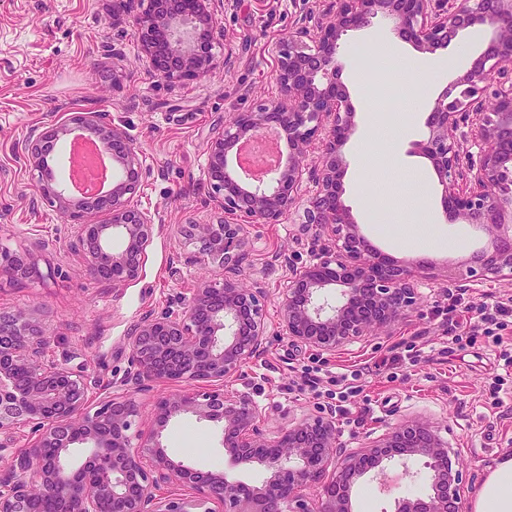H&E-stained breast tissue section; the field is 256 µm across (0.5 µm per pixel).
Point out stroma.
<instances>
[{
    "mask_svg": "<svg viewBox=\"0 0 512 512\" xmlns=\"http://www.w3.org/2000/svg\"><path fill=\"white\" fill-rule=\"evenodd\" d=\"M332 0H216L220 35L214 64L201 79L168 82L151 75L139 59L135 33L112 23L110 0H0V251L16 253L52 279L17 283L0 280V310H21L52 336L46 357L84 367L112 393H128L151 424L156 401L173 391L168 382L124 389L128 370L126 334L150 314L176 307L202 278L221 277L219 267L201 261L187 237L190 225L215 221L217 205L204 181L206 151L225 119L240 107L273 101L279 42L290 31L310 26ZM77 112L99 113L104 122L124 125L148 166L134 197L155 217L139 280L115 288L90 279L87 256L71 245L73 229L48 202H34L38 173L19 152L32 128H45ZM362 230L384 252L405 263L432 262L439 279H422L420 308L400 320L389 335L372 336L336 353L319 354L277 333L279 284L291 266L331 245L330 229L303 224L246 227L241 276L266 292L271 330L264 350L224 390L251 391L263 429L274 431L293 418L336 404L330 376L352 370L353 394L336 414L339 441L361 448L395 424L412 419L434 423L450 448L460 450L476 497L490 464L512 455V395L495 404L491 388L505 374L500 350L512 353V312L500 316L498 349L457 343L448 329L449 293L467 306L489 298L512 300V281L442 279L447 266L465 268L473 252L487 247L484 234L463 226L464 245L452 254L419 252L394 234ZM319 369V389L305 385L304 367ZM222 429L185 415L164 432L173 459L262 486V468H231L221 444Z\"/></svg>",
    "mask_w": 512,
    "mask_h": 512,
    "instance_id": "1",
    "label": "stroma"
}]
</instances>
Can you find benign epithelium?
<instances>
[{
    "mask_svg": "<svg viewBox=\"0 0 512 512\" xmlns=\"http://www.w3.org/2000/svg\"><path fill=\"white\" fill-rule=\"evenodd\" d=\"M215 0H112V22L138 38L140 55L159 78L201 79L213 67L219 35ZM380 16L419 50L436 55L460 30L488 32L482 52L435 99L420 148L443 187L452 221L479 226L490 247L475 252L464 276L512 280V0H335L314 28L302 26L278 45L277 100L238 111L208 148V194L226 215L252 224H305L329 228L334 244L291 269L281 282L280 331L331 354L365 336L388 332L415 312L420 293L414 269L377 248L342 202L345 163L340 148L353 125L349 96L336 81L345 32ZM471 125L478 160H463L464 125ZM268 132L288 145V160L265 178L242 179L234 149ZM75 136L95 138L112 157L116 176L103 195L70 193L48 170L43 146ZM318 157L312 158V149ZM26 165L44 173L36 197L52 204L75 230L74 246L90 258L89 275L119 288L141 277V258L154 235L150 212L133 198L145 172L141 151L125 131L96 112L74 113L32 129L21 150ZM107 214L88 224L91 211ZM189 236L199 254L224 270L192 288L182 311L151 315L127 332L136 382L193 381L197 386L159 399L149 431L139 404L105 394L90 403L99 381L45 359L52 336L21 312H0V435L29 428L27 447L0 462V512H352L351 488L370 478L385 486V464L422 462L429 492L395 499V512H468L459 452L438 427L409 420L362 448H341L334 418L305 414L265 433L247 392H224L263 349L268 336L265 293L240 278L245 225L226 219L194 224ZM117 237L123 249L114 252ZM40 279L15 253L0 252V279ZM191 415L222 425V447L232 465L263 466L262 488L222 472H200L167 455L163 432L175 417ZM86 449L71 464L66 453ZM187 486L193 493L170 492ZM319 489L316 497L307 490Z\"/></svg>",
    "mask_w": 512,
    "mask_h": 512,
    "instance_id": "obj_1",
    "label": "benign epithelium"
}]
</instances>
